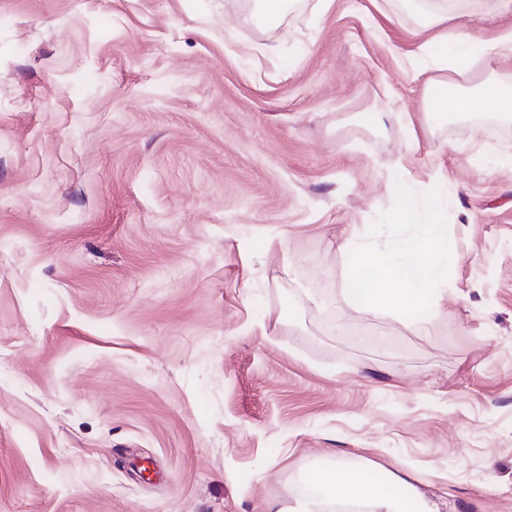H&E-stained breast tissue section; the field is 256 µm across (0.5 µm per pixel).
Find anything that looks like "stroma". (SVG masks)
Listing matches in <instances>:
<instances>
[{"instance_id": "35a3bbf8", "label": "stroma", "mask_w": 512, "mask_h": 512, "mask_svg": "<svg viewBox=\"0 0 512 512\" xmlns=\"http://www.w3.org/2000/svg\"><path fill=\"white\" fill-rule=\"evenodd\" d=\"M416 27L0 0V512H265L333 455L512 512V120L425 112ZM397 170L448 200L423 324L342 291Z\"/></svg>"}]
</instances>
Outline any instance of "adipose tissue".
Masks as SVG:
<instances>
[{
    "instance_id": "adipose-tissue-1",
    "label": "adipose tissue",
    "mask_w": 512,
    "mask_h": 512,
    "mask_svg": "<svg viewBox=\"0 0 512 512\" xmlns=\"http://www.w3.org/2000/svg\"><path fill=\"white\" fill-rule=\"evenodd\" d=\"M512 55V30H505L490 39H483L460 30L423 42L412 67L415 79L422 82L424 99H433L447 80L430 76L425 59L436 61L437 69L464 76L482 63ZM307 494L296 497L291 504L269 500L266 512H333L335 506L356 503L360 512H439L408 477L393 474L391 479L370 481L361 462H333L307 478Z\"/></svg>"
}]
</instances>
